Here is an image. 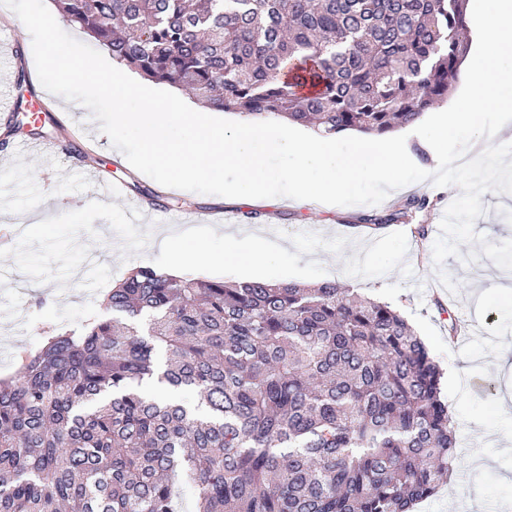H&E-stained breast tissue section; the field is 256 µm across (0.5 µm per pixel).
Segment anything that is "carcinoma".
Instances as JSON below:
<instances>
[{"instance_id": "cac0c4a2", "label": "carcinoma", "mask_w": 512, "mask_h": 512, "mask_svg": "<svg viewBox=\"0 0 512 512\" xmlns=\"http://www.w3.org/2000/svg\"><path fill=\"white\" fill-rule=\"evenodd\" d=\"M55 2L147 80L324 136L415 124L468 52L465 0ZM442 377L396 308L336 281L139 265L0 380V512H177L184 486L191 512H415L457 456Z\"/></svg>"}]
</instances>
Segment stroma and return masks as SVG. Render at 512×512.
I'll use <instances>...</instances> for the list:
<instances>
[{
	"instance_id": "35a3bbf8",
	"label": "stroma",
	"mask_w": 512,
	"mask_h": 512,
	"mask_svg": "<svg viewBox=\"0 0 512 512\" xmlns=\"http://www.w3.org/2000/svg\"><path fill=\"white\" fill-rule=\"evenodd\" d=\"M45 128L56 145L29 147L28 128L0 149L7 169L0 171V228L16 231L15 244L0 249V378L10 375L20 350L37 348L48 327L73 326L100 311L104 294L134 267H167L160 234L222 249L210 224H181L183 213L223 210L224 231L243 238L261 231L285 241L284 258L246 269L234 262L211 268L200 261L185 272L227 281L266 280L315 284L336 280L367 297L400 310L444 372L441 397L448 405L458 441L459 460L440 492L417 512H501L512 504V369L498 366L501 348L512 345V291L507 274L487 257L464 263L460 256L435 265L436 226L458 187L416 182L377 205L335 206L286 197L257 203L261 216L243 219L248 206L223 197L179 191L185 211L156 206L143 215L149 249L137 244L123 197L91 202L104 180L156 182L134 169L100 131L83 105L44 93ZM73 128L85 131L70 142ZM412 195L432 206L416 213L428 235L414 237L406 224L373 231L358 226L364 214H380ZM476 232L497 244L512 240V194L485 193ZM459 335L449 340V325Z\"/></svg>"
}]
</instances>
